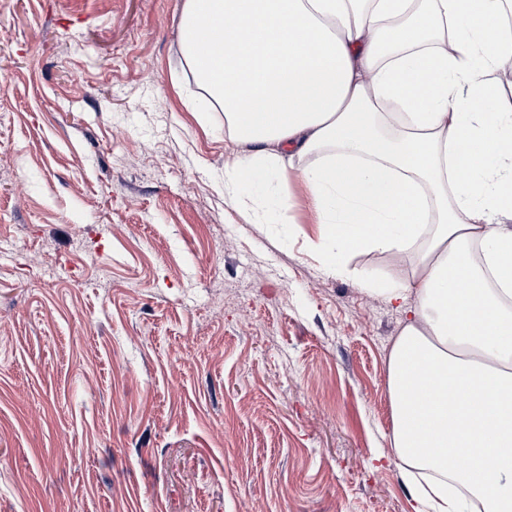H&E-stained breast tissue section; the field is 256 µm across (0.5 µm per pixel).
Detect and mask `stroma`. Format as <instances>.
I'll use <instances>...</instances> for the list:
<instances>
[{
    "label": "stroma",
    "mask_w": 512,
    "mask_h": 512,
    "mask_svg": "<svg viewBox=\"0 0 512 512\" xmlns=\"http://www.w3.org/2000/svg\"><path fill=\"white\" fill-rule=\"evenodd\" d=\"M182 2L0 0V512H412L366 283L414 262L225 192Z\"/></svg>",
    "instance_id": "stroma-1"
}]
</instances>
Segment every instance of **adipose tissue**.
<instances>
[{"instance_id": "obj_1", "label": "adipose tissue", "mask_w": 512, "mask_h": 512, "mask_svg": "<svg viewBox=\"0 0 512 512\" xmlns=\"http://www.w3.org/2000/svg\"><path fill=\"white\" fill-rule=\"evenodd\" d=\"M186 67L238 151L224 187L300 170L333 270L413 256L379 291L414 512H512V0H183Z\"/></svg>"}]
</instances>
